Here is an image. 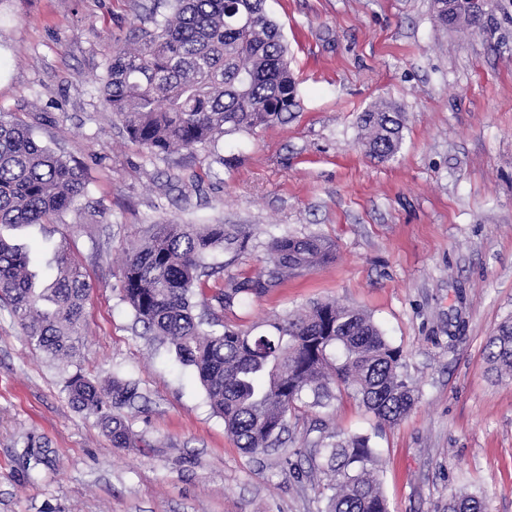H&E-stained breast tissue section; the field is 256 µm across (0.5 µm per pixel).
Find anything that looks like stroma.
Here are the masks:
<instances>
[{"label":"stroma","mask_w":512,"mask_h":512,"mask_svg":"<svg viewBox=\"0 0 512 512\" xmlns=\"http://www.w3.org/2000/svg\"><path fill=\"white\" fill-rule=\"evenodd\" d=\"M155 2L0 6V112L79 162L98 204L7 234L40 282L67 241L90 283L77 367L102 384L121 371L142 393L128 411L138 447H113L0 303V512H324L305 453L334 430L373 434L390 512H438L459 490L512 512V384L487 375L484 351L512 318V0H498L494 33L466 39L431 0H266L297 107L164 160L127 137L98 83ZM380 100L405 114L383 163L357 125ZM166 222L249 232L245 251L211 257L216 284L256 276L274 238L331 242L332 262L224 309L220 325L260 328L324 301L366 311L402 349L416 406L381 428L345 394L298 412L278 453L237 448L193 368L121 299L124 249ZM29 435L53 466L28 460Z\"/></svg>","instance_id":"35a3bbf8"}]
</instances>
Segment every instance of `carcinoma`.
<instances>
[{"instance_id":"carcinoma-1","label":"carcinoma","mask_w":512,"mask_h":512,"mask_svg":"<svg viewBox=\"0 0 512 512\" xmlns=\"http://www.w3.org/2000/svg\"><path fill=\"white\" fill-rule=\"evenodd\" d=\"M456 33L487 32L454 0ZM162 20L135 31L133 48H117L105 67L107 108L130 140L166 158L218 137L265 126L296 105L280 27L264 0H168ZM402 113L388 102L359 117L366 152L385 162L402 144ZM90 206L81 166L40 143L12 112L0 113V228L57 224ZM247 235L222 224H154L127 253L122 300L152 340L172 347L195 368L224 428L247 454L279 448L288 420L304 408H326L343 394L355 397L378 425L398 424L419 394L403 373L401 348L387 340L366 313L334 302L316 303L276 317L268 330L205 328L196 297L212 312L259 296L288 277L334 259L318 236H282L270 244L266 267L234 287L207 289V259L246 247ZM56 275L39 287L29 259L0 234V301L23 335L61 364L79 353L84 300L90 283L65 244L53 259ZM489 370L512 380V319L486 342ZM68 403L94 416L115 448L135 444L125 414L141 398L137 382L112 373L102 385L80 372L65 378ZM25 454L50 464L48 443L27 437ZM311 470L325 477V512H389L377 476L378 455L368 433L328 434L312 442ZM443 512H485L483 500L459 491Z\"/></svg>"}]
</instances>
